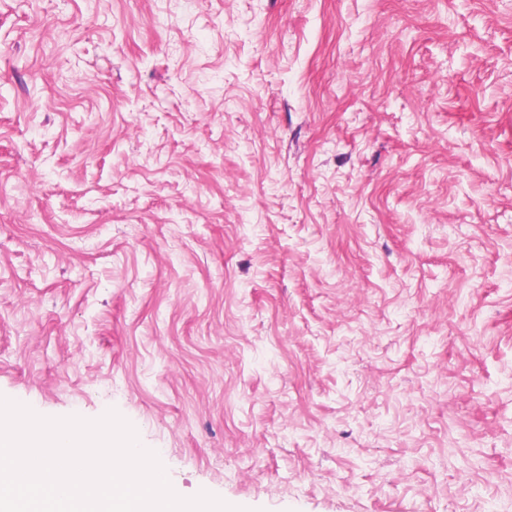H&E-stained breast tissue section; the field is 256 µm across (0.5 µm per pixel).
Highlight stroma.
Wrapping results in <instances>:
<instances>
[{"label":"stroma","instance_id":"35a3bbf8","mask_svg":"<svg viewBox=\"0 0 512 512\" xmlns=\"http://www.w3.org/2000/svg\"><path fill=\"white\" fill-rule=\"evenodd\" d=\"M0 395L247 512H512V0H0Z\"/></svg>","mask_w":512,"mask_h":512}]
</instances>
